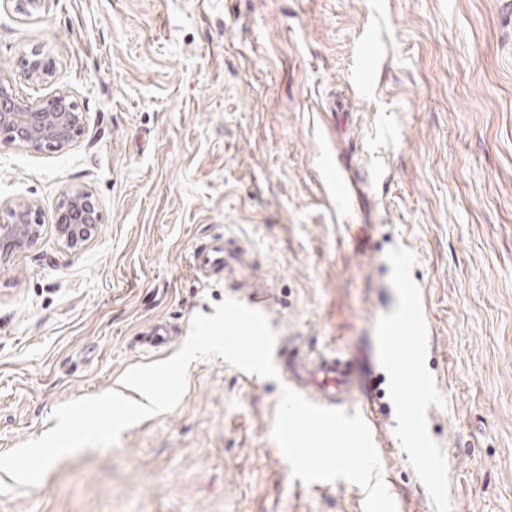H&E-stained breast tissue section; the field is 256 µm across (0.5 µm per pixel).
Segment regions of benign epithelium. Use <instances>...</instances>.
I'll list each match as a JSON object with an SVG mask.
<instances>
[{
    "instance_id": "benign-epithelium-1",
    "label": "benign epithelium",
    "mask_w": 512,
    "mask_h": 512,
    "mask_svg": "<svg viewBox=\"0 0 512 512\" xmlns=\"http://www.w3.org/2000/svg\"><path fill=\"white\" fill-rule=\"evenodd\" d=\"M26 76L45 81L54 70L52 59L33 52L23 57ZM84 133L83 115L70 96L56 94L38 105L18 97L0 73V140L37 152L60 153ZM104 215L93 193L84 187L64 191L56 230L66 244L80 248L103 223ZM42 213L32 200L0 205V253L7 254L31 243L40 233Z\"/></svg>"
}]
</instances>
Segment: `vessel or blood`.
<instances>
[{"mask_svg": "<svg viewBox=\"0 0 512 512\" xmlns=\"http://www.w3.org/2000/svg\"><path fill=\"white\" fill-rule=\"evenodd\" d=\"M190 270L200 281L223 276L226 286L245 288L250 292L248 306L258 309L267 298V291L258 284L257 266L242 241L216 233L196 244L190 254ZM396 303L387 315L377 341L378 355L383 363H393L400 340L411 346L413 360H421L433 350L429 316L423 304L419 280L407 268H400L396 280ZM172 339L169 324L157 320L143 329L140 345L157 351ZM273 359L287 385L311 401L329 407H342L349 400L361 404L362 416L372 430L378 451L392 447L396 440L406 441L408 456L413 462L421 486L440 508L448 506L447 461L431 448L427 414L436 382L433 376L424 379V391L416 402H402L393 409L392 418H385L376 406V392L360 380L349 361L336 351L314 352L295 341L277 340Z\"/></svg>", "mask_w": 512, "mask_h": 512, "instance_id": "b4317fda", "label": "vessel or blood"}]
</instances>
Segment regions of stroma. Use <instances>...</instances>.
Returning <instances> with one entry per match:
<instances>
[{"label": "stroma", "instance_id": "1", "mask_svg": "<svg viewBox=\"0 0 512 512\" xmlns=\"http://www.w3.org/2000/svg\"><path fill=\"white\" fill-rule=\"evenodd\" d=\"M376 51L362 47L364 35ZM55 63L34 82L20 61ZM31 103L67 93L85 133L61 153L0 142V203L35 201L40 236L0 258V454L55 427V408L123 386L158 319L188 335L233 297L196 280L193 246L240 238L278 337L350 355L369 376L393 304L383 261L423 284L438 382L431 423L453 512H512V0H46L0 9V68ZM359 182L347 203L323 166ZM97 197L80 249L63 192ZM279 381L191 363L173 410L111 447L56 461L33 487L0 471V512H361L349 481L282 479ZM381 480L416 512L399 450ZM60 206L57 233L70 248L78 249L103 224V212L93 193L78 186L64 191Z\"/></svg>", "mask_w": 512, "mask_h": 512}]
</instances>
